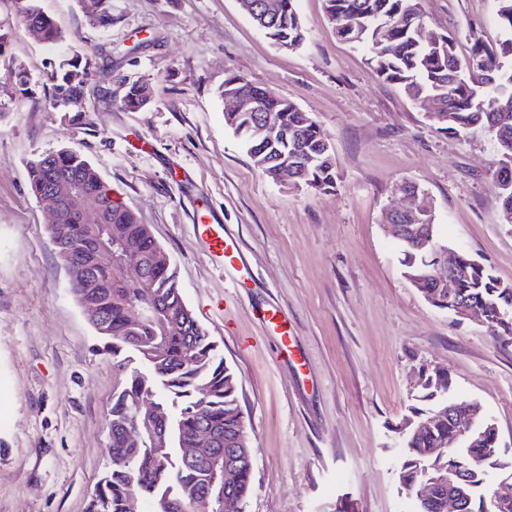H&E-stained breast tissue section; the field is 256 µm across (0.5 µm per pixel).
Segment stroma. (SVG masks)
Segmentation results:
<instances>
[{
	"instance_id": "stroma-1",
	"label": "stroma",
	"mask_w": 512,
	"mask_h": 512,
	"mask_svg": "<svg viewBox=\"0 0 512 512\" xmlns=\"http://www.w3.org/2000/svg\"><path fill=\"white\" fill-rule=\"evenodd\" d=\"M63 51L104 69L69 120L44 86L58 53L0 0V512H86L108 466L106 415L138 361L105 351L68 291L49 211L28 163L81 150L115 197L169 254L187 306L238 376L252 451L245 512H406L395 442L420 369H447L458 397L479 403L512 475V343L456 322L403 274L383 223L412 182L428 193L440 234L512 285V224L490 175L486 130L453 135L425 107L376 77L340 40L324 0H297L303 44L280 47L237 0H112L91 25L81 0H39ZM429 24L497 41L495 0H423ZM24 67L40 99L9 72ZM238 75L313 114L331 147L334 189L290 190L258 169L224 124L221 91ZM154 100L125 111L128 84ZM214 218L248 276L213 266L193 226ZM288 316L293 358L259 312Z\"/></svg>"
}]
</instances>
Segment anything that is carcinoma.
<instances>
[{
  "label": "carcinoma",
  "mask_w": 512,
  "mask_h": 512,
  "mask_svg": "<svg viewBox=\"0 0 512 512\" xmlns=\"http://www.w3.org/2000/svg\"><path fill=\"white\" fill-rule=\"evenodd\" d=\"M295 2L264 0L267 16L253 22L258 26L267 22L275 43L295 48L305 39L302 26L296 23ZM495 2L504 38L493 45L472 35L470 52L461 58L451 35L431 27L424 34L416 30L418 22L426 19L422 0H325L327 13L341 20L340 39L365 52L378 78L399 85L414 103L435 98L440 130L461 134L483 128L500 144L512 142V0ZM15 4L27 25L41 29L45 44L52 48L63 44L64 36L41 12L37 0H15ZM380 27L383 38L378 36ZM91 67L87 55L64 56L48 76L51 104L80 107ZM227 86L230 91L245 90L273 123L287 128L288 136H298L301 155L313 158L301 169V185L319 191L335 187L328 140L311 113L243 77L228 79ZM143 87L138 82L127 87L122 98L126 110L142 108ZM240 140L252 157L263 158L275 150L292 154L291 141L284 138L273 145L244 135ZM28 171L35 195L49 177L57 176L79 180L86 194L100 198L102 223L55 224L49 233L60 260L71 257L91 270L89 279L69 291L84 310L99 311L100 319L92 322L95 333L106 339L112 354L127 349L140 362L113 394L107 418L111 465L96 485L89 512H129L133 493L152 505L153 512H223L217 494L206 496V490L219 485L222 469L186 455L196 447L203 427L213 430L226 448L246 435L238 377L186 305L173 269L150 267L149 279L142 285L124 277L121 259L126 251H138L148 260L160 245L134 212L112 200L110 187L102 189L93 181L94 168L80 151L41 154L29 162ZM493 178L502 211H512V163L500 159ZM425 196L421 190L414 200L419 220L409 217L402 223L429 225L435 249L421 253L396 240L405 277H427L430 288L425 299L431 305L449 311L462 303L478 308L494 335L511 340L512 286L501 283L464 247L458 248L463 274L446 282L438 279L436 259L450 244L440 238L438 225L429 218ZM137 308L147 315L136 324L130 316ZM419 386L410 406L415 420L411 430L400 431L397 458L399 483L412 502L409 512H443L442 498L448 496V488L431 490L428 483L448 474L462 483L463 512H512V499L495 498L493 470L499 466L501 451L491 421L475 425L476 436L460 437L458 432L471 423L472 403L452 395L450 375L440 370L424 372ZM140 402L155 408L164 447H153L148 435L138 444L127 442L126 431L138 422ZM433 418L438 419L436 425L417 429L419 422ZM251 489L252 470L243 464L228 494L243 508Z\"/></svg>",
  "instance_id": "cac0c4a2"
}]
</instances>
